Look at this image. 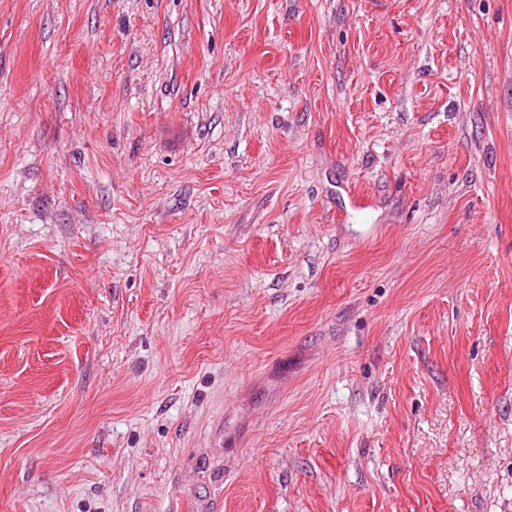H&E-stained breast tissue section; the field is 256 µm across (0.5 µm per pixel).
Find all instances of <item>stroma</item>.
I'll use <instances>...</instances> for the list:
<instances>
[{
  "label": "stroma",
  "instance_id": "1",
  "mask_svg": "<svg viewBox=\"0 0 512 512\" xmlns=\"http://www.w3.org/2000/svg\"><path fill=\"white\" fill-rule=\"evenodd\" d=\"M0 512H512V0H0Z\"/></svg>",
  "mask_w": 512,
  "mask_h": 512
}]
</instances>
